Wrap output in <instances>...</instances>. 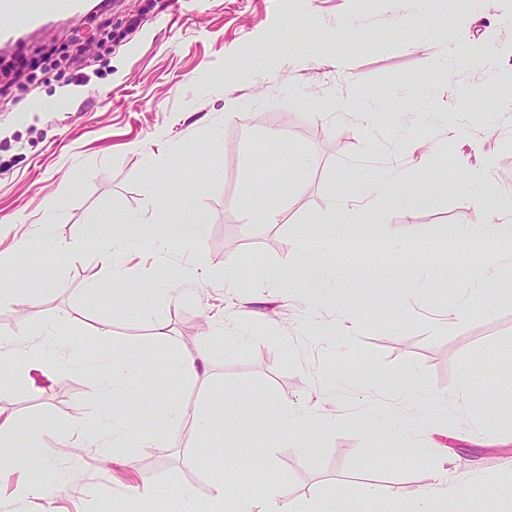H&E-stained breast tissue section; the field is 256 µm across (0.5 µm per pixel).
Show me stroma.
Here are the masks:
<instances>
[{"label":"stroma","instance_id":"1","mask_svg":"<svg viewBox=\"0 0 512 512\" xmlns=\"http://www.w3.org/2000/svg\"><path fill=\"white\" fill-rule=\"evenodd\" d=\"M457 2L451 11L444 0H415L418 21L408 24L398 19L399 0H187L180 12L169 0H103L15 46L26 57L39 48L54 55L36 82L0 96V251L22 236L40 245L49 219L83 254L50 255L17 271L38 298L25 307L0 302V332L30 334L58 321L83 342L85 361L44 390L22 386L9 397L20 439L39 435L44 418L59 422L61 453L43 475L59 496L51 504L15 498L16 472L0 480V512H123L129 485L144 475L193 488L200 512L213 476L232 488L237 465L196 437L175 447L161 434L162 405L132 412L157 437L114 447L131 463L108 477L98 448L70 433L80 414L96 427L92 377L110 352L143 347L187 357L209 351L207 378L174 394L194 404L219 389L249 415L243 435L222 440L242 453L270 447L251 471L258 492H318L331 512H402L445 469L469 472L472 490L503 492V512H512V242L496 245L481 283L458 267L454 246L408 248L441 240L448 227L471 224L477 208L512 197V121L494 106L508 91L502 72H512V0ZM78 49L85 63L77 71L64 58ZM341 98L374 121L336 116ZM393 171L419 201L373 211L388 246L356 267L346 248L328 251L321 288L301 274L268 287L271 271L294 265L293 226L332 217L344 183L371 188ZM477 175L496 197L469 191ZM251 185L276 200V223H249ZM172 187L188 198L182 219L198 234L162 255L130 247L120 263L129 275L170 280L185 297L147 294L146 313H128L98 274L100 250L124 228L99 217L115 210L152 221ZM479 288L495 298L493 311L470 302L456 315ZM160 324L168 337L158 344ZM480 349L497 362L473 378L466 400H455ZM412 370L424 388L408 384ZM428 392L447 406L424 408ZM284 405L340 423L279 437L269 423ZM378 407L389 426L384 440L364 420ZM371 483L387 486L388 497L369 502Z\"/></svg>","mask_w":512,"mask_h":512}]
</instances>
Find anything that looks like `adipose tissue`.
<instances>
[{
    "label": "adipose tissue",
    "instance_id": "ef3b65f1",
    "mask_svg": "<svg viewBox=\"0 0 512 512\" xmlns=\"http://www.w3.org/2000/svg\"><path fill=\"white\" fill-rule=\"evenodd\" d=\"M375 196L388 204L408 206L418 199L417 192L404 184L396 174H389L383 181L367 191L353 184H345L340 193L341 204L363 202L368 196ZM194 227L190 224H135L130 226L125 236L113 239L99 253V274L113 287V297L130 313L142 310L140 283L126 279L118 267V250L127 247L129 241L142 242L161 251L171 244L188 239ZM379 234L374 221L362 224H344L331 221L299 227L296 240L299 248L296 262L310 267L318 254L317 243L345 246L369 239ZM451 242L461 244L474 240L493 243L512 240V200H500L494 216L478 215L474 224L458 225L448 231ZM45 248H33L28 240H16L10 251V261L15 265L35 267L40 265L46 254L71 261L81 256L80 243L56 235L54 225L44 227ZM82 345L72 337L60 335L55 324L43 325L35 337L22 338L9 333H0V397H7L16 384L23 383L34 387L53 380L55 375L64 372L69 362L78 361ZM162 370H154L153 357L142 351L134 355L125 353L113 355L107 370L95 380L93 392L98 401L97 419L101 426L111 430L113 436L122 440L124 446L138 447L148 441L149 435L140 427L129 422L128 411L140 403L150 401L163 404L166 408L164 426L171 442H178L185 422H192L200 445L211 448L215 453H223L221 441L214 437L216 427L225 431H235L241 425V417L225 411L223 403L209 400L207 404L189 405L172 394L173 385L200 379L208 371L210 357L199 352L193 357H184L170 352L163 357ZM17 419L14 413L0 406V471L23 470L26 481L16 489L17 496L37 494L48 498L55 491V484L42 481L38 474L43 467L54 460L58 449L42 443L43 435L58 431L59 426L50 419L41 423V437L29 439L24 447H16ZM467 475L455 480H439L432 488L420 491L408 504L406 512H432L435 499L448 502V512H495L493 497L470 500L463 492L470 485ZM214 495L210 512H327L326 500L320 493H312L308 498L295 503L289 501L288 494L278 487H271L260 496L250 498L225 490L222 480L213 483Z\"/></svg>",
    "mask_w": 512,
    "mask_h": 512
}]
</instances>
